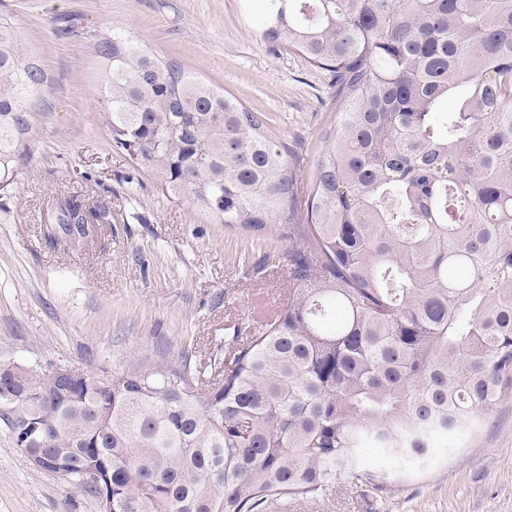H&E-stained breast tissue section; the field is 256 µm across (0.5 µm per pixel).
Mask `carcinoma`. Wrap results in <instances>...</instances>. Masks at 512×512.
<instances>
[{"label": "carcinoma", "mask_w": 512, "mask_h": 512, "mask_svg": "<svg viewBox=\"0 0 512 512\" xmlns=\"http://www.w3.org/2000/svg\"><path fill=\"white\" fill-rule=\"evenodd\" d=\"M262 38L332 74L338 112L302 159L256 112L115 31L97 41L112 144L215 224H275L295 245L252 267L288 297L205 366L0 376V401L44 393L46 448L99 512H269L336 480L389 493L360 459L398 460L512 388V0H256ZM48 79L0 14V191L27 163ZM454 108L448 109V100ZM103 199L57 201L54 246L111 223Z\"/></svg>", "instance_id": "obj_1"}]
</instances>
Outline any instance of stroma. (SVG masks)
I'll return each instance as SVG.
<instances>
[{"label": "stroma", "instance_id": "obj_1", "mask_svg": "<svg viewBox=\"0 0 512 512\" xmlns=\"http://www.w3.org/2000/svg\"><path fill=\"white\" fill-rule=\"evenodd\" d=\"M2 10L15 15L51 83L50 106L26 141L28 165L0 193V364L114 369L185 349L202 362L231 327L267 317L288 294L287 274L251 268L288 239L274 227L213 223L134 170L102 118L92 35L119 25L179 60L266 116L278 139L304 145L309 167L336 119L326 71L264 42L245 0H0ZM66 20L86 37L62 35ZM75 193L105 196L112 221L64 251L49 243L46 216ZM464 440L409 476L386 469V497L339 482L321 497L289 500L288 512H512V390ZM0 512L99 510L62 477L33 469L0 422Z\"/></svg>", "mask_w": 512, "mask_h": 512}]
</instances>
